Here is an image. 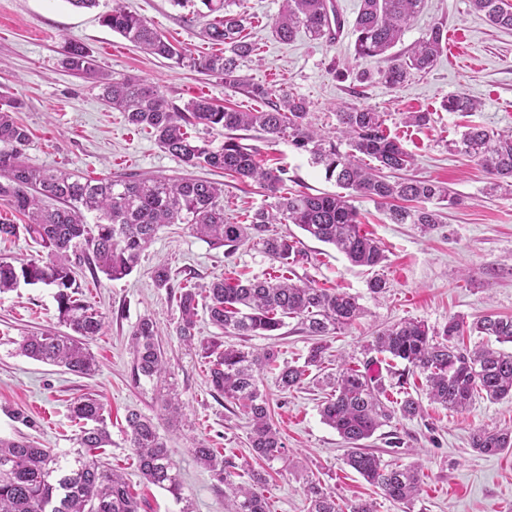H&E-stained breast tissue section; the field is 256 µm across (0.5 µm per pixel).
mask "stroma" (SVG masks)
<instances>
[{"instance_id": "1", "label": "stroma", "mask_w": 512, "mask_h": 512, "mask_svg": "<svg viewBox=\"0 0 512 512\" xmlns=\"http://www.w3.org/2000/svg\"><path fill=\"white\" fill-rule=\"evenodd\" d=\"M283 3L233 4V11L250 15L246 33L256 47L242 63L243 75L303 96L311 104L313 123L329 130L336 125V111L350 103L385 112L391 136L414 157L410 176L442 182L456 197L454 205L443 208L441 224L426 235L415 225L391 223L387 205L355 198L363 232L379 241L387 255L385 265L375 269L352 265L333 246L303 237L308 261L296 266L298 279L343 289L365 308L351 327L327 337L332 357L363 365V346L371 336L404 319L439 328L452 316L468 322L489 313L512 317V195L489 192L484 169L445 147L447 140L459 138L472 126L512 130V32L492 27L470 0H425L395 53H405L437 23L447 34L463 33L467 52L458 57L441 53L429 73L412 75L392 89L379 80L382 61L354 56L352 26L359 0H337L344 28L332 42L311 39L303 32L289 42L276 39L272 26ZM124 4L181 46L186 53L183 61L148 55L103 26L100 18L111 10L113 0H98L91 9L73 7L68 0H0V103L22 104L17 117L30 131L23 161L35 169H66L95 179L127 174L217 181L224 185L225 216L244 222L246 214L269 202L258 183L238 181L216 169L189 167L163 152L152 134L128 125L120 112L104 104L99 79L145 80L178 106L199 96L242 111L258 109V102L198 67V60L216 47L204 38L206 20L194 7H176L171 0ZM71 40L90 51L94 74L64 67L63 47ZM462 94L476 99L478 109L444 110L448 96ZM413 111L432 112V124H402V113ZM252 144L259 150L261 165L287 169L289 189L336 193L335 181L326 179L323 170L288 141L256 138ZM162 262L171 267L175 283L189 281L201 287L222 278L264 279L278 271L261 246L247 243L228 256L183 224L160 228L139 265L124 279L111 281L101 273L80 271V296L105 321L101 334L87 342L98 362L89 376L19 352L22 337L60 330L51 288L22 284L0 294V436L25 435L57 454L73 452L78 425L71 406L80 397L96 395L106 406L112 437L101 460L122 474L141 512H179L180 506L139 471L125 434V418L131 412L154 418L180 473L191 512H224L223 493L195 462L191 448L202 440L207 447L220 449L235 467V482H248L247 420L235 404L213 395L205 360L178 339L179 310L152 280L153 267ZM376 276L388 283L387 292L377 298L368 289ZM147 315L157 325L166 357V372L158 380L133 377L129 337ZM233 342L249 350L276 347L281 361L296 365L303 364L309 348L307 336L293 319L282 336H237ZM263 382L287 456L286 461L273 462L264 490L270 512H307L306 486L311 478L333 491L343 507L369 501L376 512H512V450L483 455L470 446L476 428L512 426V401L493 403L478 396L463 412L427 401L422 415L398 417L380 427L366 440V447L384 461L420 467L423 474L419 496L401 503L387 499L346 465L344 441L319 413L328 394L322 380L306 379L300 388L287 392L277 388L273 374H264ZM172 395L181 406L180 416L173 420L163 410Z\"/></svg>"}]
</instances>
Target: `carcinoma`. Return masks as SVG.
Returning a JSON list of instances; mask_svg holds the SVG:
<instances>
[{"mask_svg": "<svg viewBox=\"0 0 512 512\" xmlns=\"http://www.w3.org/2000/svg\"><path fill=\"white\" fill-rule=\"evenodd\" d=\"M102 16V24L120 34L143 52L172 60L184 58L183 48L171 42L146 20L128 11L120 0ZM425 0H360L353 23L355 57L380 58L379 71L385 86L396 88L411 73L429 72L440 53L443 27L435 24L402 55L390 50L401 40ZM212 19L205 37L223 51L202 57L201 69L224 80V86L258 99L265 109L241 112L211 99H192L179 107L167 101L156 86L139 79L102 81V99L124 114L128 124L147 129L158 146L190 167L221 169L239 179H252L274 202L256 209L248 223L224 219V185L205 179L152 176L89 179L71 171L33 169L21 160L29 131L15 117L16 102L0 103V201L28 218L25 224L0 219V239L25 235L42 254L15 265L0 260V294L16 288L19 281L56 288L58 320L74 335L45 331L22 337L20 352L42 363L90 375L96 371L94 355L79 340L99 335L104 317L79 297L76 268L85 264L91 273L102 272L109 280L128 276L142 252L165 224H185L193 234L230 254L248 241H258L264 252L292 271L308 260L302 241L293 235L268 236L270 224H294L310 237L332 245L354 265L376 268L385 261L377 241L364 234L352 198L356 195L377 202L401 199L417 202L410 209L389 210L394 224H416L427 233L440 223V211L422 206L426 201L452 205L456 197L445 185L430 180L399 177L413 157L387 131L386 113L371 107L351 105L336 112L334 131L312 124L307 99L288 90L251 82L240 73L241 61L255 52L243 32L247 16L227 11L229 0H201ZM333 0H284L273 24L281 41L293 40L304 31L312 38L337 39L343 21ZM472 8L484 14L494 27L512 31V4L506 0H471ZM64 66L75 73H90L94 60L79 42L65 46ZM449 112L471 111L472 98L455 95L444 104ZM203 125L224 129L218 147L193 137L188 127ZM240 131H254L264 140L286 139L311 163L321 167L328 180L343 189L335 194L290 191L284 168L267 169L256 160L257 149L242 143ZM449 146L473 158L490 176L489 189L512 194V133H491L471 127ZM376 162L372 166L366 160ZM96 222L89 224L86 214ZM156 287L175 300L181 318L176 328L187 347L198 345L208 359L209 382L215 392L234 403L247 418L250 454L273 462L283 458L285 444L274 425L270 400L261 386L266 371L275 372L277 387L286 392L302 384L310 371L323 369L328 346L323 337L351 325L364 313L358 298L338 288H319L313 282H295L288 275L270 280H217L206 288L190 281L173 286L171 269L158 265L153 272ZM204 308L211 323L235 336H278L285 319L297 320L303 332L313 337L303 365L279 363V351H250L220 340L195 341L198 308ZM469 331L494 338L500 347L483 345L469 350L458 337ZM512 317L488 314L467 327L453 316L442 329L421 320H403L382 330L367 347L392 362L403 388L408 376H424L429 399L445 408L463 411L472 398L482 394L490 402L512 400ZM130 346L136 378H159L166 371L164 351L156 323L141 318L133 327ZM331 388L320 409L325 424L335 429L347 444L345 463L366 482L397 502L410 503L420 494L422 477L416 467L392 466L364 448L370 438L395 415L403 418L423 412L418 399L406 395L398 408L385 403L387 388L380 379L342 362L325 377ZM73 417L86 424L76 438L75 456H59L39 448L29 438H0V512H139V503L123 477L103 469L96 451L112 445L104 404L93 397L78 399ZM127 439L143 477L185 500L183 484L153 418L140 413L127 417ZM471 448L482 454H500L512 449V429L479 427ZM196 462L211 472L216 486H224L225 512H269L260 488L271 475L251 474L246 486L232 479L224 458L202 444L192 448ZM308 512H343L331 491L310 480Z\"/></svg>", "mask_w": 512, "mask_h": 512, "instance_id": "1", "label": "carcinoma"}]
</instances>
